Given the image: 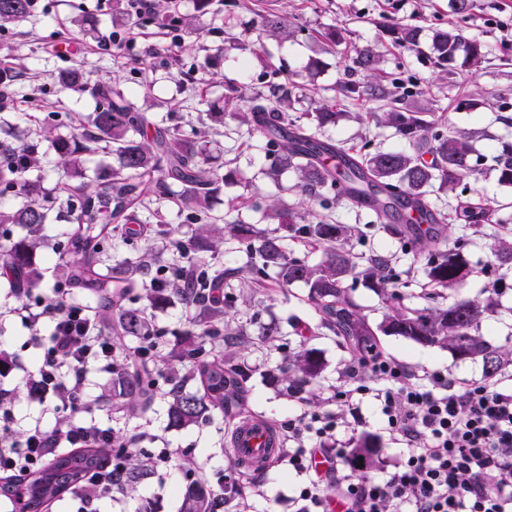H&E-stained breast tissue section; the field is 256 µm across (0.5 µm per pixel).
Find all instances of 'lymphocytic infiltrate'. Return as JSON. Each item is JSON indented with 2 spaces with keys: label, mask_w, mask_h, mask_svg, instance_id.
<instances>
[{
  "label": "lymphocytic infiltrate",
  "mask_w": 512,
  "mask_h": 512,
  "mask_svg": "<svg viewBox=\"0 0 512 512\" xmlns=\"http://www.w3.org/2000/svg\"><path fill=\"white\" fill-rule=\"evenodd\" d=\"M67 296L60 288L56 302L41 311L27 304L20 310L29 327L44 317L52 326L33 386L40 396L75 404L89 367L110 366L112 338ZM359 395L377 401L385 428L405 445L406 456L384 480L354 478L346 449L336 445L338 416L301 412L283 426L288 446L280 460L311 476L300 491L305 512H327L332 505L339 512H512V388L439 371L418 375L379 350L353 359L334 399L347 407ZM104 444L117 447L110 471L88 474L71 491L75 512H90L120 491L117 478L133 451L131 441L115 444L111 429L69 420L51 432L30 427L18 449H0V479L16 484L60 449Z\"/></svg>",
  "instance_id": "lymphocytic-infiltrate-1"
}]
</instances>
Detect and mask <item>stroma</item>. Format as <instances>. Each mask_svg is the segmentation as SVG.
I'll return each instance as SVG.
<instances>
[{"label":"stroma","instance_id":"1","mask_svg":"<svg viewBox=\"0 0 512 512\" xmlns=\"http://www.w3.org/2000/svg\"><path fill=\"white\" fill-rule=\"evenodd\" d=\"M275 11L288 16L297 32L294 37L269 39L264 53H254L244 41L243 30L259 22L261 14ZM85 17L97 25L95 38H75L73 18ZM200 29L189 35L181 27L147 24L141 27L135 46L113 42V33L122 31L127 19L117 0H34V13L15 28L0 32V43L11 46L6 63L20 67L21 77L10 88L11 104L0 110V117L15 124L19 134L32 136L47 117H55L61 127L82 125L95 111L98 101L90 93L61 89V70L79 65L92 80L117 82L136 104L146 105L153 121L178 125L183 131L199 127L200 119L214 104L224 101V84L232 80L247 91L262 89L270 68L298 81L304 96L297 103L303 111L313 103H327L337 111L335 124L321 131L322 139L346 146L369 145L371 150L403 148L404 143L394 129L359 123V112L380 111L379 103L364 99L350 100L338 93L336 85L343 79L355 48L368 46L383 58V69L412 79L413 85L399 89L405 104L423 107L437 104L442 123L475 134L474 147L483 155L484 173L479 181L461 184L455 191H437L430 200L445 213H453L458 199L483 201L491 205L512 204V186L502 185L493 169L494 148L500 140L512 138V126L501 118L512 115V0H478V8L467 34L485 46L482 67H469L457 59L450 75L440 74L430 51L434 30L445 29L453 15L448 0H211L209 10L200 15ZM401 22L420 28L422 51L418 54L400 52L383 36L381 27ZM334 25L351 32L348 46L341 53L323 51L322 35ZM320 60L319 69L310 71L309 60ZM462 95L483 100L481 108L459 111L454 101ZM208 146L219 161L231 162L238 174L224 184L211 200V214L217 218L241 220L248 224L262 223V214L252 209L249 192L258 186L268 196L286 195L289 202L299 201L294 189L293 172L279 179L264 176L270 165L260 138L244 135L234 123L215 127L209 134ZM115 154L98 149L86 154L81 173L65 175L54 155L42 157L41 180L44 188H54L60 179L74 186L102 169L116 166ZM141 220H151L161 212L171 231L170 240L188 239L193 230L185 213L175 200H159L145 194L126 206ZM337 224L353 226L348 247L357 256L378 251L391 256L400 271L403 288L401 302L411 308L425 306L428 279L425 265L414 253L405 251L400 239L379 231L372 215L365 210L340 204L332 211ZM76 223L67 211L53 213L43 227L44 247L35 262L43 277L28 296L21 297L0 287V350L15 359L9 374L0 376V389L13 392L12 412L14 434H21L30 425L53 429L61 419L76 423L98 424L122 435L141 434L136 451L143 457L155 458L159 449L177 452L186 448L195 472L204 476L214 490H222L226 478L235 476L239 468L230 453L232 432L239 418L256 416L279 425L301 411H331L330 397L342 388L351 362L349 351L329 334L301 336L290 320L298 318L315 323L317 315L307 300L308 290L297 283L286 291L251 296L249 289L233 286L226 301L228 317L246 326L253 343L238 350L236 359L248 374L247 402L235 413H214L209 422L175 429L167 418L166 384H159L150 410L129 415L121 402L112 396L111 373L92 368L85 379L87 405L74 412L55 396L32 400L25 383L34 375L39 361L36 341L48 338L51 325L41 320L37 329H29L17 312L21 302H51L55 297L57 266L66 258L64 246ZM450 238L465 237L464 256L469 274L448 290L449 300H476L485 297L494 280H501L504 290L494 314L482 322L481 334L494 345L512 349V267L497 266L490 253L494 239L512 237V223L487 224L478 230L452 224ZM170 240L141 239L135 246L120 245L119 254L131 257L136 249L152 248L159 262L171 257ZM190 314L178 302L156 311L155 322L165 332L159 355L177 350L189 327ZM279 322L280 335L264 338L262 331L270 322ZM320 351L324 369L317 381L320 400L308 405L285 395L278 378L290 352L300 346ZM379 347L407 369L421 373L440 371L449 376L483 379L481 362L456 359L448 350L427 346L400 336H379ZM376 436L380 464L371 475L380 479L401 463L404 445L391 439L384 428L376 401L363 397L353 409L340 413L337 437L340 447H347L351 437L360 432ZM253 487L240 505H226L221 512H302L305 503L299 497L308 478L288 465L279 464L265 471L247 472ZM186 472L179 461L164 469H155L153 476L138 485L136 492L123 493L118 503L103 500L96 512H139L142 501H149L153 512H181Z\"/></svg>","mask_w":512,"mask_h":512}]
</instances>
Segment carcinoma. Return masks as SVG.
I'll return each mask as SVG.
<instances>
[{
    "instance_id": "carcinoma-1",
    "label": "carcinoma",
    "mask_w": 512,
    "mask_h": 512,
    "mask_svg": "<svg viewBox=\"0 0 512 512\" xmlns=\"http://www.w3.org/2000/svg\"><path fill=\"white\" fill-rule=\"evenodd\" d=\"M448 5L457 24L433 33L438 66L451 64L462 51L469 66L477 68L484 59L482 45L465 36L477 8L476 0H448ZM32 7L33 0H0V30L25 21ZM383 30L395 45L410 52L417 50V27L389 24ZM284 33L294 34L286 16L269 13L262 19L252 45L263 51L265 38ZM347 35L344 26L329 29L327 51L338 52ZM381 64L380 56L371 47L358 49L352 73L360 74L362 79L341 81L339 91L351 100L382 103L384 111L359 115L357 119L366 122L374 118L378 124L393 128L408 145L405 150L369 152L364 146L345 149L316 138L315 133L336 122V113L320 106L301 117L295 115L294 103L301 88L281 82L276 69L269 73L266 93L249 94L239 84L226 82V111L206 113L207 120L193 129L191 136L177 125L157 126L155 134L148 135V116L118 86L92 84L78 67L62 71L58 78L62 89L89 92L98 99L91 128L83 126L76 132L63 133L51 118L40 128L34 142L13 136L0 124V196L11 194L23 199L14 210H0L4 286L15 289L22 283L34 284L42 277L34 255L45 246L42 228L58 198L41 187V176H33L40 168L37 145H46L66 172L76 173L82 170V155L93 145L104 143L117 156L118 166L97 172L67 197L77 227L67 242L71 261L61 267L58 287L86 290L94 304L93 311L104 326L118 338L134 337L142 345L158 343L148 310L162 309L176 300L200 309V320L192 322L176 353V358L191 363L186 373L173 369L164 374L147 364L138 366L127 357L112 359L114 396L122 400L126 411L146 408L161 378L168 385L167 417L171 427L196 425L211 418L217 409L225 413L241 405L247 373L211 356L207 345L226 337L244 345L248 343L247 330L243 325L224 321V300L205 297V289L218 281L240 278L253 294L304 284L308 302L319 317L318 327L336 336L352 352L361 354L367 346L377 344L380 332L446 348L459 359L478 360L485 376H497L512 366V352L493 345L480 334L481 323L496 310L497 288L479 300L435 303L423 308L393 304L384 321L374 328L353 301L348 280L362 279L386 292L398 287L401 277L392 257L378 253L358 257L347 248L353 228L335 224L327 215L308 221L285 198L267 202L256 192L252 194L253 206L264 210L269 223L278 225L282 233L272 234L265 228L237 221L219 224L210 214V199L232 177V171L224 170L222 165H210L206 134L210 126L231 120L246 128L248 134L262 138L267 154L274 160L270 175L292 170L299 195L319 202L325 211L343 200L356 207H370L380 229L425 259L428 284L434 288V295L440 297L442 291L454 287L468 264L463 254L465 239L459 237L448 244L447 214L433 211L437 229L414 236L407 225L394 221L393 211L403 196L427 207L428 194L434 188L452 190L477 180L482 161L471 133L444 126L430 108L409 110L401 106L391 89L397 80L381 79ZM495 152L498 181L512 185V141L500 142ZM148 191L159 198L179 196L188 221L195 225L193 236L186 243L171 244L178 259L167 266L164 276L158 275L155 258L148 252L112 266L103 265V258L111 257L112 220L124 211L127 202ZM493 218L499 224L507 221L500 210L468 201L461 203L455 214L459 223L474 230ZM11 224L22 226L26 235L13 239ZM168 235L165 224H140L122 229L121 239L130 244L142 236L164 239ZM288 239L322 249L324 260L309 263L287 247ZM228 241L238 244L245 261L224 270L216 259ZM493 254L500 265H512V241H497ZM322 370L320 352L302 348L288 357L280 382L288 395L312 402L317 399L312 384ZM190 380L199 381L203 393L186 390ZM110 454V449L102 446L56 455L46 466L53 473L54 484L41 490V495L48 501L57 498L56 489L69 487L78 475L105 466ZM351 457L358 470L374 468L379 463L377 438L370 433L359 434ZM150 475L151 471L134 455L124 467L122 485L133 489ZM223 506L224 497L204 482L192 480L186 484L182 512H219Z\"/></svg>"
}]
</instances>
